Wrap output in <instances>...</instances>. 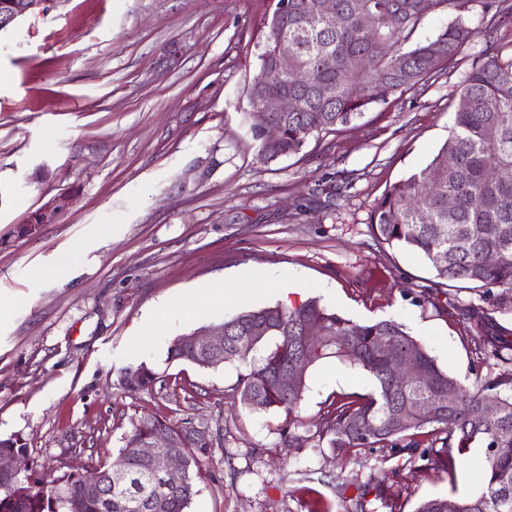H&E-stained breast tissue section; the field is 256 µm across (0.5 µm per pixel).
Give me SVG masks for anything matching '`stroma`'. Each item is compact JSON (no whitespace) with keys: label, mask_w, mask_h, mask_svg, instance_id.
<instances>
[{"label":"stroma","mask_w":512,"mask_h":512,"mask_svg":"<svg viewBox=\"0 0 512 512\" xmlns=\"http://www.w3.org/2000/svg\"><path fill=\"white\" fill-rule=\"evenodd\" d=\"M275 3L53 0L0 32V439L24 438L41 472L114 461L144 417H190L224 440L189 512H344L337 478L376 477L389 449L284 444L283 412L231 396L244 362L167 358L184 333L277 304L275 293L251 294L258 269L296 276L291 303L316 297L359 323L397 320L466 386L499 372L460 307L481 302L507 327L512 317L478 293L436 287L420 256L375 241L370 216L446 141L472 67L512 52V0H474L477 35L438 78L266 160L247 90ZM63 191L75 195L68 211L19 234ZM79 239L87 257L63 278L41 275ZM223 285L246 294L185 307L192 289ZM142 364L167 389L130 391L125 374ZM371 389L361 368L326 360L309 370L298 415L316 424L326 401ZM391 459L399 475L383 495L401 512L482 491L472 464L448 474Z\"/></svg>","instance_id":"stroma-1"}]
</instances>
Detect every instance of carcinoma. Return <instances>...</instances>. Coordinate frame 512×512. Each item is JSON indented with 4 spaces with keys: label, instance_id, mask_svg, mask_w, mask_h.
<instances>
[{
    "label": "carcinoma",
    "instance_id": "1",
    "mask_svg": "<svg viewBox=\"0 0 512 512\" xmlns=\"http://www.w3.org/2000/svg\"><path fill=\"white\" fill-rule=\"evenodd\" d=\"M286 10H273L264 19L267 29L259 70L248 92V112L258 111L267 93L293 97L297 109L286 116L269 115L283 127V138L261 145L266 158L299 153L307 140L322 132H336L363 116L373 104L414 90L434 78L470 45L477 35L467 20L473 0H336L338 21L323 18L318 0H288ZM447 9L455 18L435 39L404 45L421 16L431 9ZM288 44L295 58L293 75L279 72L273 51ZM335 59V68L322 67L321 58ZM493 169L512 170V55L488 56L466 76L448 139L419 172L394 184L371 214L373 237L380 243L400 245L427 260L436 276L464 282L473 289L497 288L495 307L512 314V179H494ZM453 207H448V200ZM430 215L421 222L415 208ZM495 253L493 263L485 256ZM476 336L485 355L512 365V329L472 307ZM263 334L249 352L259 357L238 374L233 397L251 411L285 413L284 442L298 440L296 429L305 423L294 418L307 375L294 390L283 389L278 378L298 359L312 368L327 359L359 366L374 382L366 394L352 393L324 405L320 425L311 437L317 447L391 449L395 456L426 462L425 469L447 471L473 447L485 449L481 472L483 489L472 500L453 503L426 499L415 512H512V369L472 390L438 365L427 347L407 334L402 324L381 320L360 324L308 298L295 306L275 305L244 310L224 321L228 346L251 335ZM387 344L384 351L378 350ZM416 356L425 371L421 381L399 385L392 374L401 353ZM235 358L230 352L195 348L177 337L168 360H184L215 368ZM140 381L133 391L166 388V380L140 366ZM456 403L448 407V387ZM498 408L488 421L489 404ZM183 434L190 453L184 482L166 486L150 473L148 464L120 449L113 466L91 463L97 484L80 473L64 472L52 480L30 463L27 442L21 437L0 439V453L11 454L20 469L16 480L0 479V512H187L212 446L206 427L189 418L173 421L152 416L138 422L126 441L165 440ZM431 438L420 448L418 437ZM125 475L122 483L109 479V469Z\"/></svg>",
    "mask_w": 512,
    "mask_h": 512
}]
</instances>
